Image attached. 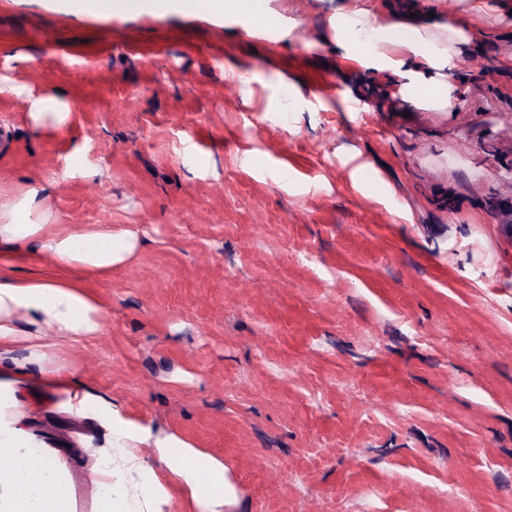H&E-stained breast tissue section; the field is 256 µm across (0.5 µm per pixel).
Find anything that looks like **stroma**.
Returning <instances> with one entry per match:
<instances>
[{
    "label": "stroma",
    "mask_w": 512,
    "mask_h": 512,
    "mask_svg": "<svg viewBox=\"0 0 512 512\" xmlns=\"http://www.w3.org/2000/svg\"><path fill=\"white\" fill-rule=\"evenodd\" d=\"M351 2L0 0V205L139 243L48 364L222 458L240 512H512V0H377L341 47ZM431 13L475 33L449 113L376 56ZM190 9H204L209 13H262L260 0H183ZM58 99L55 97H40L33 102L31 117L37 122L50 121L56 128H62L66 124L70 112H50L57 107Z\"/></svg>",
    "instance_id": "stroma-1"
}]
</instances>
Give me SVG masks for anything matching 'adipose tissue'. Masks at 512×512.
<instances>
[{
  "label": "adipose tissue",
  "mask_w": 512,
  "mask_h": 512,
  "mask_svg": "<svg viewBox=\"0 0 512 512\" xmlns=\"http://www.w3.org/2000/svg\"><path fill=\"white\" fill-rule=\"evenodd\" d=\"M407 37L383 40L381 56L402 77L435 87L427 106L451 105L449 69L466 62L470 36L450 22L407 24ZM47 199L29 195L0 208V512H80L65 456L46 442L37 418L46 409L89 421L80 459L94 489L89 512H234L236 484L223 459L175 431L154 429L65 369L48 367L44 330L57 345L99 335L103 308L83 284L127 265L138 242L106 227L50 223ZM35 243L51 271L15 276L10 247ZM24 346V359L12 351Z\"/></svg>",
  "instance_id": "1"
}]
</instances>
